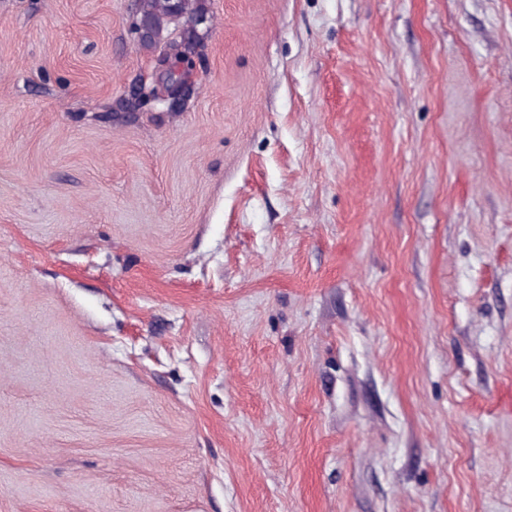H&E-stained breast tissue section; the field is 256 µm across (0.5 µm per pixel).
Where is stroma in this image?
<instances>
[{
	"instance_id": "1",
	"label": "stroma",
	"mask_w": 512,
	"mask_h": 512,
	"mask_svg": "<svg viewBox=\"0 0 512 512\" xmlns=\"http://www.w3.org/2000/svg\"><path fill=\"white\" fill-rule=\"evenodd\" d=\"M0 0V512H512V0ZM203 0H138V13L140 19L146 24L147 35L141 46L152 48L163 39L164 31L173 24L178 29V39L170 44L171 52L160 59L161 63L169 60L180 62L192 61L196 55L198 43L197 26L192 19L207 17ZM195 62L190 68L182 65V69L193 70Z\"/></svg>"
}]
</instances>
